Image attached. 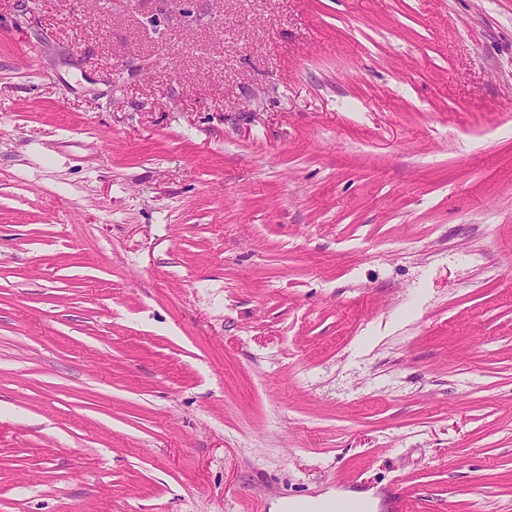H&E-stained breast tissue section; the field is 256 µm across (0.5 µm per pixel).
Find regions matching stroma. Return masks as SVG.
Wrapping results in <instances>:
<instances>
[{"label":"stroma","instance_id":"1","mask_svg":"<svg viewBox=\"0 0 512 512\" xmlns=\"http://www.w3.org/2000/svg\"><path fill=\"white\" fill-rule=\"evenodd\" d=\"M512 512V0H0V512Z\"/></svg>","mask_w":512,"mask_h":512}]
</instances>
